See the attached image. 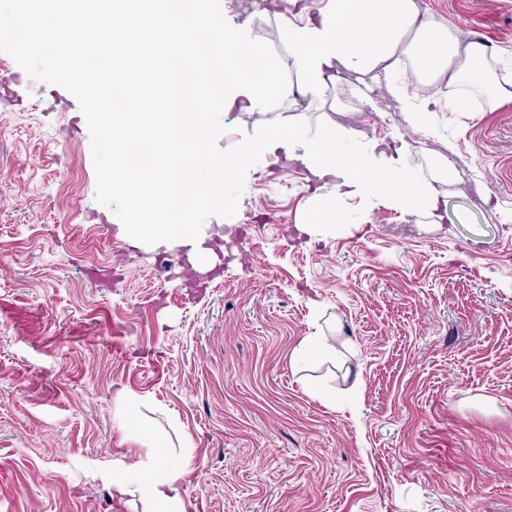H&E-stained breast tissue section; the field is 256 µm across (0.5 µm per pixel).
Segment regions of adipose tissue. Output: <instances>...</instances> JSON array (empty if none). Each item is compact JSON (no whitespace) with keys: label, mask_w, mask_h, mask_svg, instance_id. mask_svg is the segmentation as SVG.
Wrapping results in <instances>:
<instances>
[{"label":"adipose tissue","mask_w":512,"mask_h":512,"mask_svg":"<svg viewBox=\"0 0 512 512\" xmlns=\"http://www.w3.org/2000/svg\"><path fill=\"white\" fill-rule=\"evenodd\" d=\"M278 24L310 101L322 100L331 70L367 75L393 89L403 80L417 92L404 98L402 110L423 134L439 111H469L472 93L481 94L486 112L512 102V81L493 71L486 45L461 38L422 0H333L332 10L315 20L288 7ZM136 474L146 512H183L188 467L169 464L161 454Z\"/></svg>","instance_id":"1"}]
</instances>
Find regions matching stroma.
Masks as SVG:
<instances>
[{
  "label": "stroma",
  "mask_w": 512,
  "mask_h": 512,
  "mask_svg": "<svg viewBox=\"0 0 512 512\" xmlns=\"http://www.w3.org/2000/svg\"><path fill=\"white\" fill-rule=\"evenodd\" d=\"M424 4L512 78V0ZM221 8L288 69L267 120L412 139L425 178L447 173L437 208L347 196L361 216L313 230L335 177L269 151L237 214L203 226L222 271L187 286L182 246L130 238L96 201L75 98L0 52V512H143L113 477L157 439L192 469L186 512H512V103L439 113L419 137L385 84L357 97L343 71L311 105L283 0ZM315 334L343 359L293 364Z\"/></svg>",
  "instance_id": "stroma-1"
}]
</instances>
